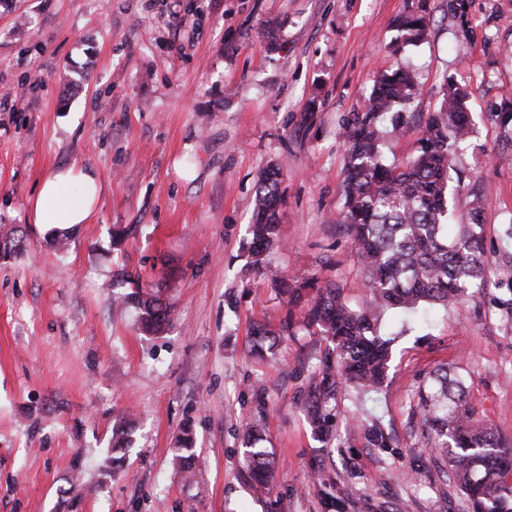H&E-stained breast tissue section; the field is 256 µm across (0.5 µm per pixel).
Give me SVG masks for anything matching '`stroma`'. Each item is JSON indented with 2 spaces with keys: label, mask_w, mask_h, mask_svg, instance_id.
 Returning <instances> with one entry per match:
<instances>
[{
  "label": "stroma",
  "mask_w": 512,
  "mask_h": 512,
  "mask_svg": "<svg viewBox=\"0 0 512 512\" xmlns=\"http://www.w3.org/2000/svg\"><path fill=\"white\" fill-rule=\"evenodd\" d=\"M407 11L426 15L428 35L395 55ZM398 61L417 94L387 163L415 155L418 117L448 79L470 92L474 134L456 165L484 201L491 286L413 324L387 312L386 380L331 407L326 443L301 409L326 343L300 321L312 281L336 282L352 306L366 294L339 222L344 125ZM510 110L512 0H0V226L17 230L0 254V512H471L413 411L448 367L512 444ZM72 164L104 190L61 254L31 207L41 181ZM271 165L283 177L265 259L301 293L295 308L243 254ZM126 224L135 236L111 247ZM122 269L165 281L163 333L113 303ZM288 316L297 327L275 358L251 356L252 324ZM125 417L132 444L103 476ZM188 421L199 461L187 479L174 440ZM251 426L279 463L263 494L244 476Z\"/></svg>",
  "instance_id": "stroma-1"
}]
</instances>
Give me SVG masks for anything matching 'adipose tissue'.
Returning <instances> with one entry per match:
<instances>
[{"mask_svg":"<svg viewBox=\"0 0 512 512\" xmlns=\"http://www.w3.org/2000/svg\"><path fill=\"white\" fill-rule=\"evenodd\" d=\"M101 191V180L92 168L70 166L55 171L40 184L31 220L46 226L89 223Z\"/></svg>","mask_w":512,"mask_h":512,"instance_id":"adipose-tissue-1","label":"adipose tissue"}]
</instances>
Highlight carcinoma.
<instances>
[{
    "instance_id": "cac0c4a2",
    "label": "carcinoma",
    "mask_w": 512,
    "mask_h": 512,
    "mask_svg": "<svg viewBox=\"0 0 512 512\" xmlns=\"http://www.w3.org/2000/svg\"><path fill=\"white\" fill-rule=\"evenodd\" d=\"M397 37L391 45L397 54L407 45L426 39L427 18L407 12L395 23ZM416 93L409 67L398 66L381 74L369 95L352 112L346 127V159L342 192L345 224L359 263L367 271L366 300L349 306L334 282H312L315 298L304 315L306 328L316 327L327 345L321 354V372L307 386L304 411L314 434L328 439L325 408L350 391L374 389L386 379L391 340L380 333L383 314L394 309L409 316L444 308L490 286L486 273L483 203L473 196L472 206L459 215L460 224L448 231V216L455 200V158L473 133L466 88L447 84L438 105L424 121L423 136L415 156L400 167L384 163L385 139L408 127L406 107ZM282 173L275 167L264 171L256 186L255 222L245 248L248 265L271 278L284 295L296 303L287 276L267 271L263 258L277 230L276 208ZM134 291L115 297L139 310L142 328L161 332L172 321V307L161 298L158 284L122 274ZM293 316L280 325L253 327L251 353L275 354L281 337L293 333ZM471 382L462 374L440 368L419 390L416 413L420 416L431 447L448 466L449 477L469 497L472 512H512V447L505 445L493 428L476 415L468 403ZM130 432L120 427L115 434L114 455L106 458L108 474L119 465L115 453L130 442ZM247 451L244 468L253 489L265 491L273 461L265 449L256 447L249 431L244 436ZM191 424L177 440L180 469L190 475L197 466Z\"/></svg>"
}]
</instances>
